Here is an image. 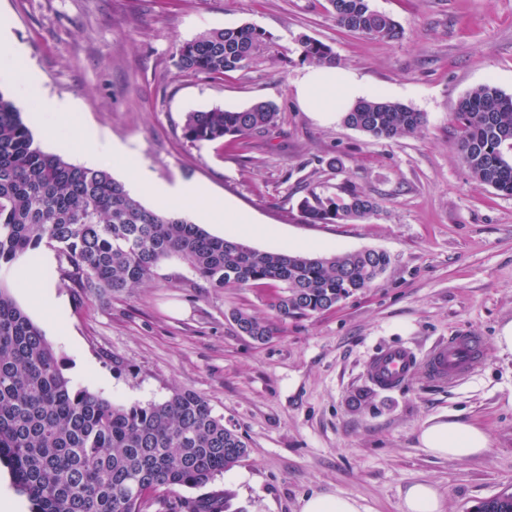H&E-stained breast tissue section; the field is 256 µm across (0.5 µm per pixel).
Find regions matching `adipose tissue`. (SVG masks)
<instances>
[{
    "label": "adipose tissue",
    "instance_id": "obj_1",
    "mask_svg": "<svg viewBox=\"0 0 512 512\" xmlns=\"http://www.w3.org/2000/svg\"><path fill=\"white\" fill-rule=\"evenodd\" d=\"M0 79L8 81L16 93L30 103H44L54 116L63 120L73 119L76 103L63 100H46L40 80L22 59L0 61ZM378 88L370 86L358 71L337 66L321 65L305 69L295 82V96L304 111L314 113L325 123L342 118L344 112L361 99L380 96ZM57 148L63 150L80 147L90 163L101 162L103 156L122 160L129 182L148 193L158 204L166 207H190L202 224L233 225L237 236L257 234L248 215L213 196L208 188L193 181L171 184L154 181L150 173L121 143L102 139L92 128L82 129L76 140H60ZM20 280L25 285L33 305L44 313H52L59 305L51 259L32 263L19 259ZM418 441L428 453L452 460H466L485 454L491 445L487 431L474 423L443 415L429 419L421 428Z\"/></svg>",
    "mask_w": 512,
    "mask_h": 512
}]
</instances>
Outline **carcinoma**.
<instances>
[{"label": "carcinoma", "instance_id": "1", "mask_svg": "<svg viewBox=\"0 0 512 512\" xmlns=\"http://www.w3.org/2000/svg\"><path fill=\"white\" fill-rule=\"evenodd\" d=\"M336 25L381 41L403 36L389 15L368 0H328ZM254 25L215 29L181 44V73L221 78L270 48ZM303 60L333 63L332 48L301 40ZM276 108L256 102L241 110L190 112L184 138L202 147L246 140L276 128ZM343 125L376 140L397 141L424 127L426 116L400 103L358 102ZM455 149L477 181L512 197V95L480 85L455 112ZM378 201L351 183L334 195L311 189L299 203L306 224H347L372 218ZM67 263L63 275L81 298L122 292L147 282L159 263L184 260L215 288H278L271 308L282 319L336 308L372 287L385 273L384 251L332 256L254 249L234 237L212 236L176 213L143 206L103 168L72 164L34 145L21 111L0 94V266L12 265L41 245ZM239 330L263 342L274 325L237 312ZM248 454L246 442L224 426L209 402L177 388L163 402L116 405L71 384L62 359L42 330L0 285V463L31 512H228L230 492L181 494L203 487ZM475 512H512V496L497 494Z\"/></svg>", "mask_w": 512, "mask_h": 512}]
</instances>
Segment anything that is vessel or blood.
<instances>
[{
    "label": "vessel or blood",
    "mask_w": 512,
    "mask_h": 512,
    "mask_svg": "<svg viewBox=\"0 0 512 512\" xmlns=\"http://www.w3.org/2000/svg\"><path fill=\"white\" fill-rule=\"evenodd\" d=\"M483 362V341L478 336H456L435 347L426 362L403 346L382 349L369 365L372 378L387 387L401 384L418 365H425L428 375L443 382H456L474 373Z\"/></svg>",
    "instance_id": "vessel-or-blood-1"
}]
</instances>
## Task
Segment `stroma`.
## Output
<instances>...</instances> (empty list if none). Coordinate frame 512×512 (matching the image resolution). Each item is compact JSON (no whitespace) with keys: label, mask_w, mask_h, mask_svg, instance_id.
Listing matches in <instances>:
<instances>
[{"label":"stroma","mask_w":512,"mask_h":512,"mask_svg":"<svg viewBox=\"0 0 512 512\" xmlns=\"http://www.w3.org/2000/svg\"><path fill=\"white\" fill-rule=\"evenodd\" d=\"M404 36L383 42L337 27L327 0H0L12 41L47 98L80 105L54 125L75 138L89 124L127 143L157 180L205 184L269 232L261 251L311 254L375 249L391 264L372 288L336 308L280 324L260 343L233 320L272 317L271 288H210L180 261L163 262L139 287L78 298L57 278L62 329L39 327L72 385L112 403L166 400L174 388L205 397L249 448L237 466L190 496L229 490L231 512H300L314 491L354 496L361 512H399L408 485L428 481L446 512L512 492V355L495 338L512 321V197L474 180L457 157L453 113L472 88L512 94V0H370ZM252 24L273 44L224 78L180 73L173 55L204 32ZM330 45L384 98L424 113L418 134L377 141L303 111L293 84L306 69L299 40ZM278 107L268 138L196 147L187 113ZM340 166H333V159ZM351 182L377 198V216L352 224H305L308 190ZM480 336L485 356L452 384L424 371L392 390L368 372L389 346L425 357L438 342ZM481 424L491 448L455 461L421 448L430 418Z\"/></svg>","instance_id":"1"}]
</instances>
